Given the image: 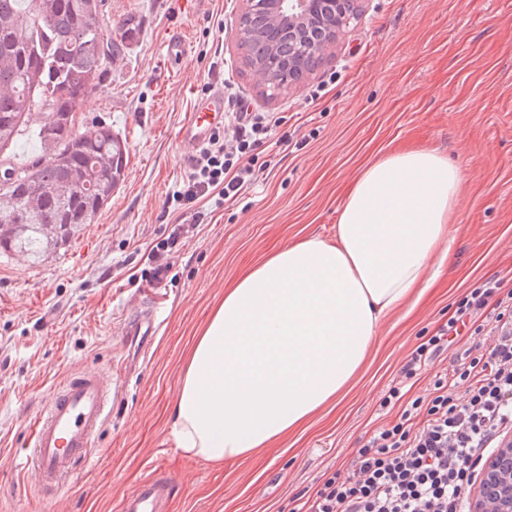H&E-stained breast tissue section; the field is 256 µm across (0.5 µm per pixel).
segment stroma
Returning <instances> with one entry per match:
<instances>
[{"label":"stroma","instance_id":"obj_1","mask_svg":"<svg viewBox=\"0 0 512 512\" xmlns=\"http://www.w3.org/2000/svg\"><path fill=\"white\" fill-rule=\"evenodd\" d=\"M112 33L140 31L77 108L80 131L104 118L126 142L124 180L69 247L30 264L0 256V512H118L155 468L178 476L168 512H289L325 472L353 471L363 438L395 419L380 402L408 355L445 326L458 298L484 277L512 287V0H364L300 86L269 99L244 66L234 29L241 0H108ZM178 39L177 71L165 59ZM325 84L308 102V90ZM259 112L286 115L293 144L272 145L263 176L229 207L180 225L166 202L198 147L176 133L194 100L216 89ZM429 148L463 173L451 273L384 325L336 404L288 441L224 465L183 455L167 411L187 354L225 286L275 248L332 238L349 184L394 149ZM178 235L153 259L159 241ZM168 262L154 279L156 261ZM160 300L162 326L130 340L129 309ZM122 377L91 460L48 494L15 467L29 425L67 376Z\"/></svg>","mask_w":512,"mask_h":512}]
</instances>
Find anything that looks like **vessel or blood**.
Wrapping results in <instances>:
<instances>
[{"instance_id": "1", "label": "vessel or blood", "mask_w": 512, "mask_h": 512, "mask_svg": "<svg viewBox=\"0 0 512 512\" xmlns=\"http://www.w3.org/2000/svg\"><path fill=\"white\" fill-rule=\"evenodd\" d=\"M223 123L224 93L218 90L195 103L177 136L202 146ZM116 387L115 377L81 371L53 390L42 416L33 424L31 449L22 455L23 467L37 473L44 490L57 488L89 459L94 436L112 412ZM175 486L170 474L153 471L122 497L119 512H166Z\"/></svg>"}]
</instances>
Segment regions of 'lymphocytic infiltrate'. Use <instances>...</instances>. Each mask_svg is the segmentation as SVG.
<instances>
[{
    "label": "lymphocytic infiltrate",
    "instance_id": "1",
    "mask_svg": "<svg viewBox=\"0 0 512 512\" xmlns=\"http://www.w3.org/2000/svg\"><path fill=\"white\" fill-rule=\"evenodd\" d=\"M276 112H231L169 198L179 221L200 219L197 203L217 210L239 200L258 179L260 154L282 135ZM492 309L497 336L490 354L465 349L462 364L435 378L427 396L404 401L405 383L432 356L447 348L461 329L479 333L480 318ZM403 403L391 424L358 448L352 476L331 475L304 512H468L467 491L486 456L512 434V289L501 280L477 281L456 303L446 329L419 345L391 386L384 405Z\"/></svg>",
    "mask_w": 512,
    "mask_h": 512
}]
</instances>
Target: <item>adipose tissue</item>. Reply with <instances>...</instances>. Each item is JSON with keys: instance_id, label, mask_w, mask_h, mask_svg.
<instances>
[{"instance_id": "ef3b65f1", "label": "adipose tissue", "mask_w": 512, "mask_h": 512, "mask_svg": "<svg viewBox=\"0 0 512 512\" xmlns=\"http://www.w3.org/2000/svg\"><path fill=\"white\" fill-rule=\"evenodd\" d=\"M462 182L433 149L381 156L350 186L335 238L288 244L227 288L169 411L176 448L235 462L335 401L385 318L418 301L450 255Z\"/></svg>"}]
</instances>
